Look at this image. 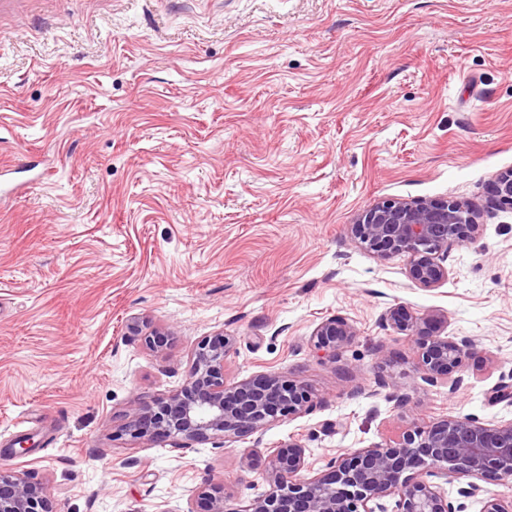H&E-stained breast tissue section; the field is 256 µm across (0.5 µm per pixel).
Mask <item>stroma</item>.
I'll use <instances>...</instances> for the list:
<instances>
[{
  "mask_svg": "<svg viewBox=\"0 0 512 512\" xmlns=\"http://www.w3.org/2000/svg\"><path fill=\"white\" fill-rule=\"evenodd\" d=\"M4 168L0 470L52 485L53 512H187L218 482L241 504L291 440L317 471L421 421L512 420L488 400L512 379V208L489 191L512 169V0H0ZM383 198L478 213L447 281L348 236ZM398 305L469 340L460 388L425 380ZM330 317L356 330L333 358L311 344ZM221 332L227 382L279 373L313 411L235 442L122 435ZM144 321H140L139 318H132L127 324L129 334L133 336H143L145 345L151 350H159L163 348L167 342L168 337L171 333L162 329H154L149 334H142Z\"/></svg>",
  "mask_w": 512,
  "mask_h": 512,
  "instance_id": "obj_1",
  "label": "stroma"
}]
</instances>
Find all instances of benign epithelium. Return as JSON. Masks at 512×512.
<instances>
[{"label":"benign epithelium","mask_w":512,"mask_h":512,"mask_svg":"<svg viewBox=\"0 0 512 512\" xmlns=\"http://www.w3.org/2000/svg\"><path fill=\"white\" fill-rule=\"evenodd\" d=\"M493 199L512 206V173L494 181ZM481 231L473 211L458 201L382 199L348 225L352 239L381 259L405 255L408 278L423 287L448 279V247ZM386 320L409 333L418 345L425 379L460 372L469 341L442 335L448 316L433 311L417 316L403 306L390 309ZM144 322L133 318L128 332L143 336L151 350L163 348L171 333H143ZM355 336L343 318L322 321L313 346L334 357ZM235 338L224 333L201 340L184 385L154 404L136 409L122 429L132 440L176 438L183 443L211 437L236 440L266 429L282 417L308 413L313 404L307 390L275 372L260 373L229 384L224 361ZM305 449L296 442L276 448L255 467L258 479L270 486L248 504L227 507L224 488L202 491L207 512H459L434 478H466L462 497L482 496V512H512L480 482L512 478V421L490 424L475 415H448L415 426L393 445L347 451L311 477ZM0 512H53L51 489L25 473H0Z\"/></svg>","instance_id":"7a95c632"}]
</instances>
